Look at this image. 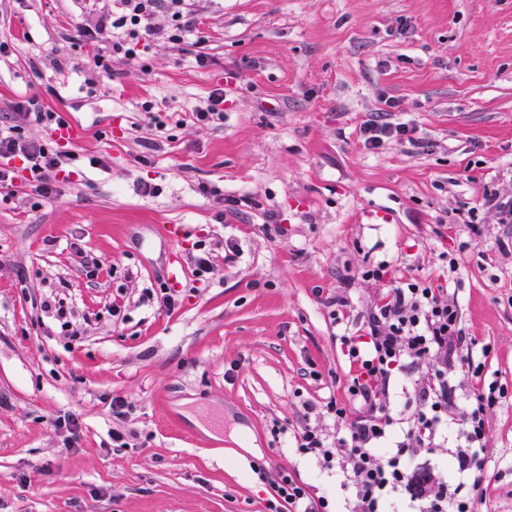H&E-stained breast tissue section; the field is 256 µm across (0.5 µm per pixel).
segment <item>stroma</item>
Wrapping results in <instances>:
<instances>
[{"mask_svg": "<svg viewBox=\"0 0 512 512\" xmlns=\"http://www.w3.org/2000/svg\"><path fill=\"white\" fill-rule=\"evenodd\" d=\"M191 2L203 46L160 37L108 75L76 26L112 0H0L15 41L0 125L33 97L85 128L57 196L0 202V512H270L284 475L352 512L326 408L347 403L350 363L326 300L362 317L388 285L360 271L383 261L456 302L482 367L476 381L449 364L459 401L481 381L505 390L482 479L463 492L512 512V224L479 205L487 184L512 197V0ZM216 88L223 123L189 121ZM370 121L414 124L425 145L367 149ZM201 240L217 258L198 277ZM174 248L186 274L168 312L143 291L166 281ZM53 298L86 327L79 342L44 308ZM427 382L422 368L394 375L395 417ZM68 412L69 452L52 424ZM304 425L333 445V467L296 448ZM116 430L133 447H113Z\"/></svg>", "mask_w": 512, "mask_h": 512, "instance_id": "1", "label": "stroma"}]
</instances>
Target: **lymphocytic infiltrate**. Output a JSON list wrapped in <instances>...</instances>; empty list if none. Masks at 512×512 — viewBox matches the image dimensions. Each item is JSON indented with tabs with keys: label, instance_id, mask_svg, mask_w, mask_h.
Listing matches in <instances>:
<instances>
[{
	"label": "lymphocytic infiltrate",
	"instance_id": "f902f5d3",
	"mask_svg": "<svg viewBox=\"0 0 512 512\" xmlns=\"http://www.w3.org/2000/svg\"><path fill=\"white\" fill-rule=\"evenodd\" d=\"M171 15V42L197 32L200 20L188 0H113L110 13L79 25L83 45L95 48L94 63L111 73L113 62L128 59L148 48L158 30L155 15ZM23 156L29 175L19 179L5 161ZM73 155L27 138L19 125L0 126V191L14 196L16 184H24L32 197L47 200L59 192L57 174ZM456 305L447 300L442 286L414 278L399 279L379 298L362 320L355 335L344 337L352 367L348 394L360 406L348 416L344 406L328 409L345 420L340 439L348 456V480L356 499L355 512H386L397 492L409 495L417 512H476L472 497L461 495L447 482L430 483L411 466L412 453L434 449L442 432L456 442L453 453L458 472L481 477L484 466L478 454L487 435V411L495 405L494 392L478 394L476 404L459 411L448 373L434 369L426 387L416 394L417 412L398 426L389 408V386L394 371L420 367L430 359L444 358L461 341Z\"/></svg>",
	"mask_w": 512,
	"mask_h": 512
}]
</instances>
